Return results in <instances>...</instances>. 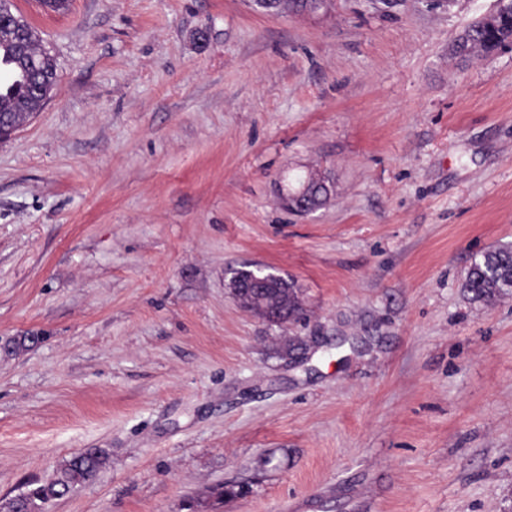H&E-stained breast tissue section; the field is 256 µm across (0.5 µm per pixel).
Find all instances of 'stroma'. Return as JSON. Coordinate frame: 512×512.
<instances>
[{
	"mask_svg": "<svg viewBox=\"0 0 512 512\" xmlns=\"http://www.w3.org/2000/svg\"><path fill=\"white\" fill-rule=\"evenodd\" d=\"M13 3L58 85L0 143V498L103 448L51 512H512V295L461 288L512 242V46L448 52L496 0ZM259 265L303 319L237 302ZM322 175L318 173L309 172L307 173V177L305 178L306 184L305 187L296 191V192H289L282 193L280 200L281 203L288 208V206H291L294 211L301 213V214H309L318 209V207L311 203L309 200V196L306 193V188L310 184L315 185H323L325 184V180L321 178ZM274 288H265L272 298L279 294L288 297L286 303L279 304V313L284 322L298 318L303 314V301L300 297L299 290L295 288V283L291 279H285L276 275L271 278Z\"/></svg>",
	"mask_w": 512,
	"mask_h": 512,
	"instance_id": "35a3bbf8",
	"label": "stroma"
}]
</instances>
